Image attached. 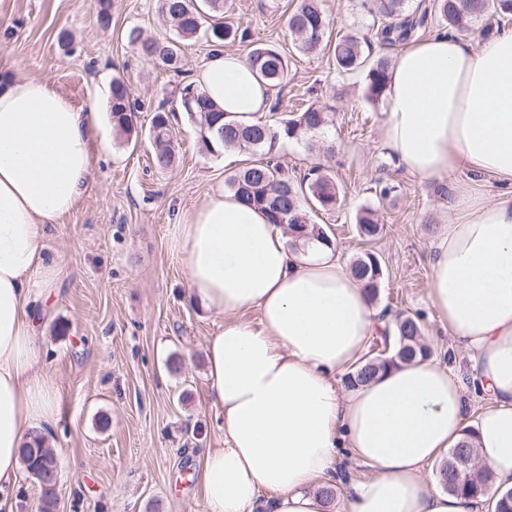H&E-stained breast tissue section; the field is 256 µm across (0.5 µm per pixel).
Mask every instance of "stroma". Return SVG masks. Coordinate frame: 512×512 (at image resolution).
Returning a JSON list of instances; mask_svg holds the SVG:
<instances>
[{"mask_svg":"<svg viewBox=\"0 0 512 512\" xmlns=\"http://www.w3.org/2000/svg\"><path fill=\"white\" fill-rule=\"evenodd\" d=\"M295 0H225L224 15L243 23L251 42L275 47L288 62V84L273 92L261 118L279 126L293 106L327 107L328 124L313 141L278 140L274 154L293 179L316 165L340 185L332 211H312L328 229L343 261L370 251L383 279L376 310L420 320L423 339L441 366L466 387L469 410L488 404L464 348L428 299L432 240L454 213V191L471 183L488 196L490 177L454 172L426 180L405 172L385 147L386 104L366 97L364 74H338L331 46L366 34L373 17L362 0H323L330 21L319 54L296 48L287 26ZM98 0H0V79L23 74L48 81L75 105L98 112L94 176L73 211L52 225L45 250L61 267L45 300L38 343L59 393L41 427L61 467L58 512H205L200 471L209 448L224 445L208 380L204 346L223 318L193 301L172 231L179 216L224 187L254 161L252 153L202 152L199 128L186 114L175 122L176 157L159 167L147 141L151 118L172 108L176 91L212 49L201 37L181 47V68L142 56L127 33L170 40L174 28L157 0H111V21L98 20ZM130 88L137 137L116 139L110 100L113 78ZM334 146L331 156L319 144ZM396 185L380 199L377 181ZM377 209L382 226L362 240L356 216Z\"/></svg>","mask_w":512,"mask_h":512,"instance_id":"obj_1","label":"stroma"}]
</instances>
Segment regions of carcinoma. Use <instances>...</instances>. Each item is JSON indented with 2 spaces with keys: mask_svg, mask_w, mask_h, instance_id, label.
<instances>
[{
  "mask_svg": "<svg viewBox=\"0 0 512 512\" xmlns=\"http://www.w3.org/2000/svg\"><path fill=\"white\" fill-rule=\"evenodd\" d=\"M159 10L175 27L177 39L159 41L144 39L139 29L128 33L129 42L148 58L160 59L174 68L179 62L180 41L204 34L207 41L216 45L247 42L248 28L241 24L224 22V0H158ZM408 0H367L364 6L374 15L371 34L383 47L404 44L418 33V22L408 14ZM431 8L446 24L448 31L457 36H467L478 22L491 26L500 24L512 15V0H432ZM288 29L296 37L297 49L312 54L322 47L328 30L327 16L321 0H298L288 16ZM336 70L342 75L358 72L365 74L366 97L375 103L388 89L389 63L380 57L374 61L364 56L363 42L352 35L340 37L334 46ZM249 61L261 80L272 86L288 82V63L273 47L262 43L253 45ZM127 85L118 78L112 80V127L118 138L130 137L136 132L135 115ZM178 111L185 113L200 128L203 150L216 153L223 149L263 151L270 154L282 137L301 139L314 137L328 123L326 112L313 104L298 108L288 115L280 127L274 128L262 121L242 124L224 120V113L214 107L210 99L197 87L184 83L177 92ZM175 130L170 112L155 113L148 131V139L156 164L169 166L174 159ZM225 185L246 203L265 211L274 224L288 226L290 246L315 239L331 243L327 231L309 221L308 210L331 211L336 208L341 191L335 178L314 166L300 181L288 178L282 166L269 159L238 170L225 180ZM359 237L374 240L381 231L379 220L370 208L356 217ZM350 270L361 282L371 301L379 296L382 267L377 256L365 252L352 261ZM394 334L384 330L383 343L389 344L384 354H377L361 362L346 377L347 386L353 388L372 380L389 366L412 361L416 356L427 357L430 349L421 343L422 328L411 316L397 315ZM35 445L21 449V462L28 474L39 473L42 459L49 452L45 437L39 431L31 432ZM439 481L452 493L469 497L483 496L487 492L489 475L476 470L474 448L464 440L448 451V459L441 465Z\"/></svg>",
  "mask_w": 512,
  "mask_h": 512,
  "instance_id": "cac0c4a2",
  "label": "carcinoma"
}]
</instances>
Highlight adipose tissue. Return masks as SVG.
Segmentation results:
<instances>
[{
  "instance_id": "ef3b65f1",
  "label": "adipose tissue",
  "mask_w": 512,
  "mask_h": 512,
  "mask_svg": "<svg viewBox=\"0 0 512 512\" xmlns=\"http://www.w3.org/2000/svg\"><path fill=\"white\" fill-rule=\"evenodd\" d=\"M192 81L236 121L269 109L270 88L242 54L214 48ZM95 133L93 106L43 80L0 82V507L21 448L57 405L36 342L37 302L60 275L44 241L93 178ZM382 136L415 176L466 170L504 186L493 197L458 187L428 290L489 404L470 416L462 382L429 357L340 386L382 326L364 288L335 245L287 249L263 211L217 190L173 235L191 296L224 318L205 346L224 423L223 447L202 458L207 512H493L512 489V29L477 48L442 33L403 49ZM465 439L492 476L478 498L424 475ZM342 447L374 473L336 504L320 489L335 483Z\"/></svg>"
}]
</instances>
